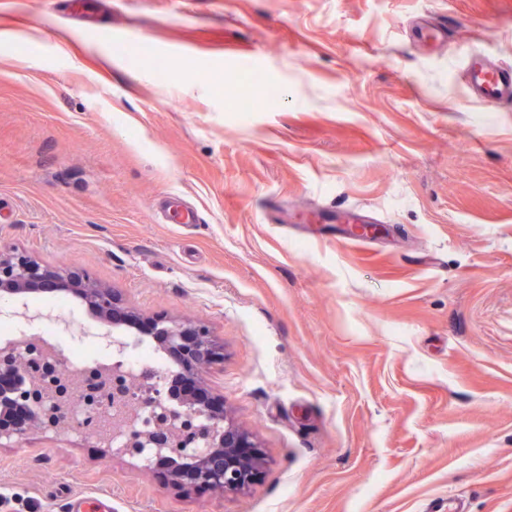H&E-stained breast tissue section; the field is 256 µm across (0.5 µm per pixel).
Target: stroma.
I'll return each mask as SVG.
<instances>
[{
    "label": "stroma",
    "mask_w": 512,
    "mask_h": 512,
    "mask_svg": "<svg viewBox=\"0 0 512 512\" xmlns=\"http://www.w3.org/2000/svg\"><path fill=\"white\" fill-rule=\"evenodd\" d=\"M0 20V246L205 325L197 385L267 458L246 492L183 489L35 420L0 443V512H512V101L462 72L468 51L512 67V0H0ZM257 75L281 94L242 111Z\"/></svg>",
    "instance_id": "35a3bbf8"
}]
</instances>
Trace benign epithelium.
Segmentation results:
<instances>
[{
    "mask_svg": "<svg viewBox=\"0 0 512 512\" xmlns=\"http://www.w3.org/2000/svg\"><path fill=\"white\" fill-rule=\"evenodd\" d=\"M71 290L87 303L89 311L101 323L117 327L133 321L122 299L111 289L92 281L86 274L71 270H54L32 255L0 248V296L50 293ZM160 337L167 358L181 365L187 378L215 358L209 330L200 324L158 318L151 323ZM113 426L124 431L128 447L123 453L131 458L153 459L169 464L176 458H189L193 467L172 472V480L183 487L205 486L214 491L241 493L253 485L262 473L266 458L251 434L229 416L219 417L209 409L180 400L165 390L159 401L145 398L143 406L159 407L166 414L163 427L144 432L134 421L135 406L124 392L112 396Z\"/></svg>",
    "mask_w": 512,
    "mask_h": 512,
    "instance_id": "7a95c632",
    "label": "benign epithelium"
}]
</instances>
